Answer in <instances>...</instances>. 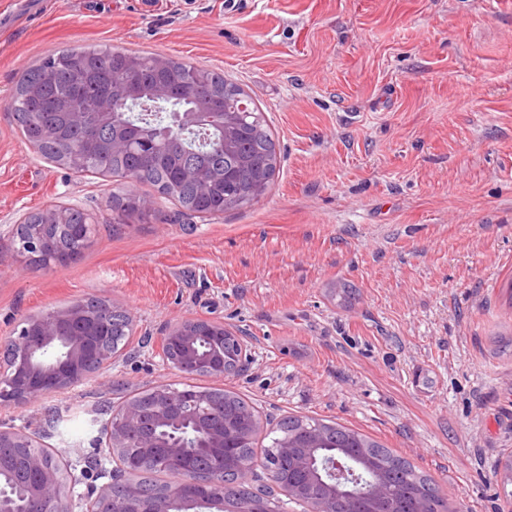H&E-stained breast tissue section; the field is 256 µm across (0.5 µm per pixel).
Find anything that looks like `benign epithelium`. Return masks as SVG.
Instances as JSON below:
<instances>
[{
	"label": "benign epithelium",
	"mask_w": 512,
	"mask_h": 512,
	"mask_svg": "<svg viewBox=\"0 0 512 512\" xmlns=\"http://www.w3.org/2000/svg\"><path fill=\"white\" fill-rule=\"evenodd\" d=\"M57 224L15 225L13 259L15 267L38 271L52 264L77 261L91 245L84 240L79 249H65L57 241ZM112 306L99 314H87L82 302L29 319L15 336L0 341V353H10L8 365L0 364V405L29 404L49 395L63 392L112 365L116 354L103 349L111 340L109 318ZM203 320L183 321L174 325L163 337L162 347H173L178 357L163 363L184 375L206 371L214 377L224 376V362L214 361L212 348L224 344V325L214 323L201 329ZM151 406L139 399L124 403L105 423L104 447L97 450L89 466L77 469L68 460L57 458L45 464L43 444L31 433L0 430V512H35L33 505L46 503V512H116L115 495L110 478L117 469L129 470L135 459L126 456L131 436L138 438L139 448L164 450L173 472L180 475L177 485L167 491L168 506L155 508L154 496L135 482L126 484L122 495L138 500V512H253L249 502L236 507L224 501V458H212L215 448H226L242 433L241 425L215 422L205 404L207 396L195 389L158 384L150 389ZM321 436L313 434L309 448L298 453L288 441L280 452L295 458L298 467L318 472L320 496L306 501L310 512H336V496L355 501L354 488L363 481L374 500L386 497L387 481L379 475H364L354 456L344 462L336 455L316 457ZM9 448H34L25 458L24 468L35 473L33 480L18 477ZM80 474H75V471ZM103 483L83 497L74 495L75 488L89 471Z\"/></svg>",
	"instance_id": "1"
}]
</instances>
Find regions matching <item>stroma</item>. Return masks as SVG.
<instances>
[{
    "mask_svg": "<svg viewBox=\"0 0 512 512\" xmlns=\"http://www.w3.org/2000/svg\"><path fill=\"white\" fill-rule=\"evenodd\" d=\"M114 46L215 70L262 110L281 162L256 204L180 214L146 185L77 173L21 137V73ZM134 189L155 214L116 224ZM55 207L94 218L67 265L19 272L13 227ZM342 282L349 306L330 299ZM89 297L119 305L125 356L67 392L0 406V428L93 456L133 394L239 393L263 422L358 430L431 475L451 512H512V0H0V339ZM240 336L235 375L164 365L174 324Z\"/></svg>",
    "mask_w": 512,
    "mask_h": 512,
    "instance_id": "35a3bbf8",
    "label": "stroma"
}]
</instances>
